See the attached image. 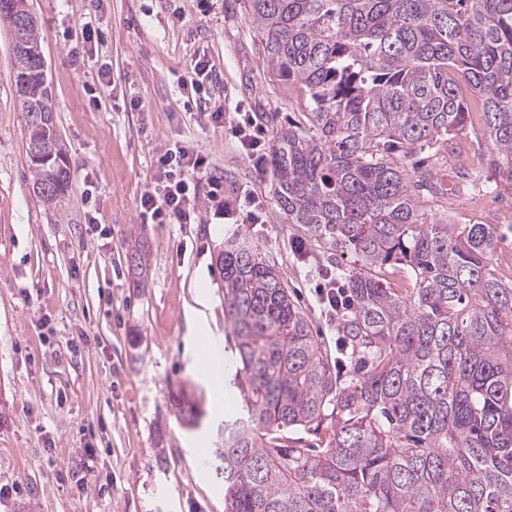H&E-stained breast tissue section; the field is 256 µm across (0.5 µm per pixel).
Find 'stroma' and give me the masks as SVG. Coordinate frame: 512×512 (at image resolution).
<instances>
[{
  "label": "stroma",
  "mask_w": 512,
  "mask_h": 512,
  "mask_svg": "<svg viewBox=\"0 0 512 512\" xmlns=\"http://www.w3.org/2000/svg\"><path fill=\"white\" fill-rule=\"evenodd\" d=\"M39 24L46 78L71 186L63 208L33 190L24 118L10 73L12 38L0 21V512H224V486L209 455L228 415L245 403L228 387L216 415L191 365L188 327L197 288L210 293L202 318L233 348L215 255L247 236L273 259L296 304L328 350L338 321L314 288L328 254L299 258L276 202L271 170H255L228 123L253 116L272 142L306 111V96L270 74L242 0H29ZM206 53L226 121H199L180 78ZM141 101L143 110L132 108ZM194 148L263 205L262 221L156 224L141 215L157 155ZM446 158L423 152V169L446 190L429 219L492 224L495 269L512 275V197L463 179L475 168L473 132ZM142 242L148 278L135 287L126 254ZM186 390L202 413L187 424L173 403ZM95 454L83 486L69 473L83 449Z\"/></svg>",
  "instance_id": "stroma-1"
}]
</instances>
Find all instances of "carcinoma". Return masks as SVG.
Listing matches in <instances>:
<instances>
[{"label": "carcinoma", "mask_w": 512, "mask_h": 512, "mask_svg": "<svg viewBox=\"0 0 512 512\" xmlns=\"http://www.w3.org/2000/svg\"><path fill=\"white\" fill-rule=\"evenodd\" d=\"M266 69L311 111L270 147L276 201L300 240L355 256L334 266L351 305L330 352L256 246L217 252L246 413L215 449L225 512H512V282L491 266L492 224L424 218L444 196L391 161L439 154L483 119L467 178L512 196V0H243ZM0 0L13 41L33 189L64 203L38 24ZM148 275L144 247L127 256ZM345 366L334 369L333 362ZM302 427L325 441L300 448Z\"/></svg>", "instance_id": "cac0c4a2"}]
</instances>
